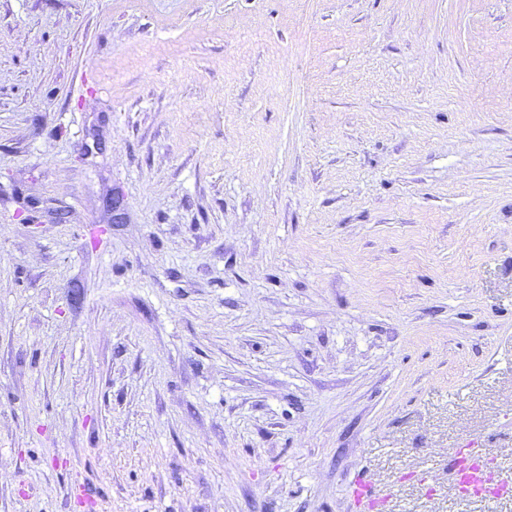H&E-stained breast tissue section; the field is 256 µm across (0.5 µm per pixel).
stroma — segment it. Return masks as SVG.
<instances>
[{
  "label": "stroma",
  "mask_w": 512,
  "mask_h": 512,
  "mask_svg": "<svg viewBox=\"0 0 512 512\" xmlns=\"http://www.w3.org/2000/svg\"><path fill=\"white\" fill-rule=\"evenodd\" d=\"M471 440L512 477V0H0V512H512ZM453 486L460 492L487 501L510 495L512 481L491 471L483 448H458L451 465ZM350 498L359 512L381 511L384 507V501L371 481L363 477H358L350 485ZM67 499L74 512H95L98 510L97 496L82 480L71 479L67 486Z\"/></svg>",
  "instance_id": "1"
}]
</instances>
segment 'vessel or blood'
<instances>
[{
    "instance_id": "b4317fda",
    "label": "vessel or blood",
    "mask_w": 512,
    "mask_h": 512,
    "mask_svg": "<svg viewBox=\"0 0 512 512\" xmlns=\"http://www.w3.org/2000/svg\"><path fill=\"white\" fill-rule=\"evenodd\" d=\"M452 483L468 495L488 501L512 493V480L491 471L482 449H457L451 465ZM350 498L358 512H382L384 501L371 481L357 478L350 486ZM67 499L72 512H97V497L82 480L71 479Z\"/></svg>"
}]
</instances>
